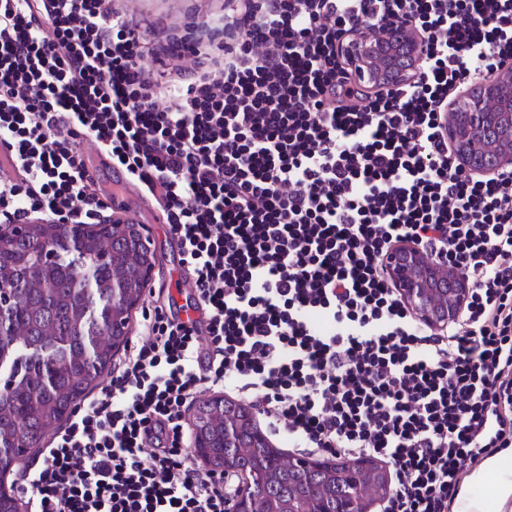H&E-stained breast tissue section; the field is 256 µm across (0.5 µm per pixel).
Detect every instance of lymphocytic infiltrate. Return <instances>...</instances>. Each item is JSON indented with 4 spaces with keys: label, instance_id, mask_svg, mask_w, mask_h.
Instances as JSON below:
<instances>
[{
    "label": "lymphocytic infiltrate",
    "instance_id": "lymphocytic-infiltrate-1",
    "mask_svg": "<svg viewBox=\"0 0 512 512\" xmlns=\"http://www.w3.org/2000/svg\"><path fill=\"white\" fill-rule=\"evenodd\" d=\"M408 26L410 83L363 93L356 30ZM512 63V0H227L184 36L134 0H0V223L89 224L95 145L182 246L208 342L155 305L20 476L32 512H226L185 414L230 388L276 435L392 465L383 512H450L465 463L512 447V168H460L444 121ZM402 241L469 280L436 333L384 265Z\"/></svg>",
    "mask_w": 512,
    "mask_h": 512
}]
</instances>
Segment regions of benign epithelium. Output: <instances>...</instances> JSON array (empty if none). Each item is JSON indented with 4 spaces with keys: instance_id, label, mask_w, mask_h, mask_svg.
Returning a JSON list of instances; mask_svg holds the SVG:
<instances>
[{
    "instance_id": "obj_1",
    "label": "benign epithelium",
    "mask_w": 512,
    "mask_h": 512,
    "mask_svg": "<svg viewBox=\"0 0 512 512\" xmlns=\"http://www.w3.org/2000/svg\"><path fill=\"white\" fill-rule=\"evenodd\" d=\"M420 51V39L412 30L371 39L360 33L346 45L350 68L363 82L380 80L405 82L409 72L402 69L405 58ZM444 132L463 168L491 175L512 166V69L485 81L469 97L456 102L449 112ZM136 239L144 265L132 275L150 280L153 253L144 227L135 225ZM387 269L397 291L428 326L444 329L462 310L469 297L466 278L450 265H439L420 249L400 244L389 254ZM251 479L239 483L229 512H256L251 502Z\"/></svg>"
}]
</instances>
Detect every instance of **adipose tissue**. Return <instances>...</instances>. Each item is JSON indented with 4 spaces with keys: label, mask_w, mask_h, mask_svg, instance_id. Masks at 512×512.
<instances>
[{
    "label": "adipose tissue",
    "mask_w": 512,
    "mask_h": 512,
    "mask_svg": "<svg viewBox=\"0 0 512 512\" xmlns=\"http://www.w3.org/2000/svg\"><path fill=\"white\" fill-rule=\"evenodd\" d=\"M453 512H512V447L486 456L465 478Z\"/></svg>",
    "instance_id": "1"
}]
</instances>
